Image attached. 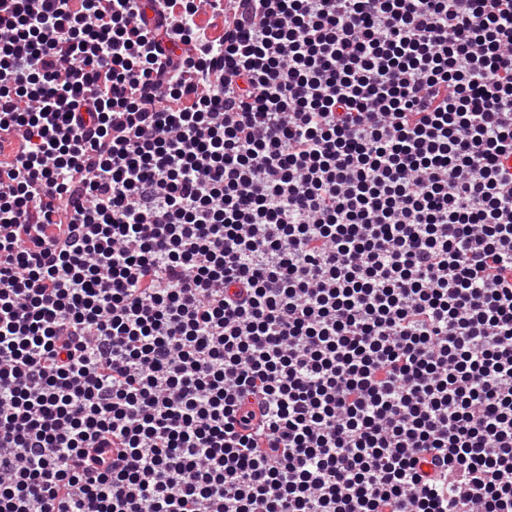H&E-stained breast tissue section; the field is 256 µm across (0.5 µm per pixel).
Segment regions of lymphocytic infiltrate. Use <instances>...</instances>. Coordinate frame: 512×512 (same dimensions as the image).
Returning a JSON list of instances; mask_svg holds the SVG:
<instances>
[{"label":"lymphocytic infiltrate","instance_id":"f902f5d3","mask_svg":"<svg viewBox=\"0 0 512 512\" xmlns=\"http://www.w3.org/2000/svg\"><path fill=\"white\" fill-rule=\"evenodd\" d=\"M11 2L0 512H512V0Z\"/></svg>","mask_w":512,"mask_h":512}]
</instances>
